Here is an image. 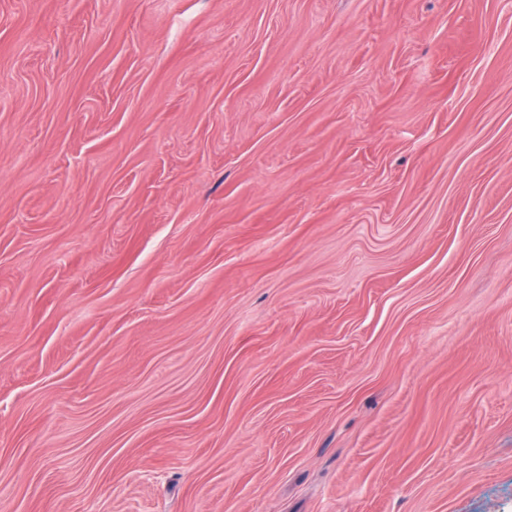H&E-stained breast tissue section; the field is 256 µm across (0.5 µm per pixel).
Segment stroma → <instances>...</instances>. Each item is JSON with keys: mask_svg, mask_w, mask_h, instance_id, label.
Here are the masks:
<instances>
[{"mask_svg": "<svg viewBox=\"0 0 512 512\" xmlns=\"http://www.w3.org/2000/svg\"><path fill=\"white\" fill-rule=\"evenodd\" d=\"M0 512H512V0H0Z\"/></svg>", "mask_w": 512, "mask_h": 512, "instance_id": "obj_1", "label": "stroma"}]
</instances>
